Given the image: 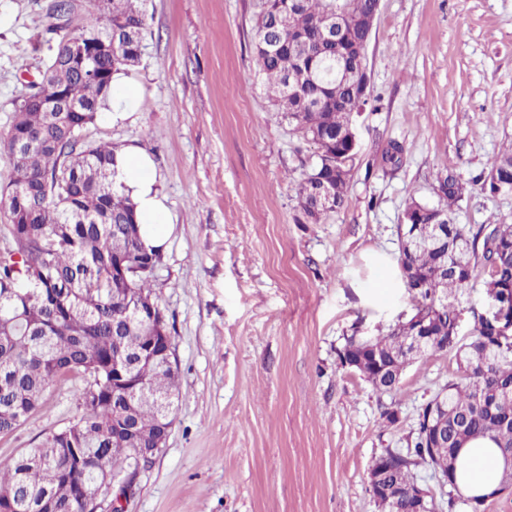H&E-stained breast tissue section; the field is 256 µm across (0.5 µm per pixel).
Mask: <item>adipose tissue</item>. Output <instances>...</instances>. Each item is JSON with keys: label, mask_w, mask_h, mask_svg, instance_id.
I'll return each mask as SVG.
<instances>
[{"label": "adipose tissue", "mask_w": 512, "mask_h": 512, "mask_svg": "<svg viewBox=\"0 0 512 512\" xmlns=\"http://www.w3.org/2000/svg\"><path fill=\"white\" fill-rule=\"evenodd\" d=\"M140 94L139 82L127 74L126 70H118L112 76V93L105 110L113 119H121L127 113L138 110ZM151 170L149 155L140 147L129 146L116 154L113 179L119 189L136 203L146 244L159 247L166 239L168 219ZM463 470L460 488L464 494L486 493L498 484L502 461L496 455L490 439L480 438L467 443L463 454Z\"/></svg>", "instance_id": "ef3b65f1"}]
</instances>
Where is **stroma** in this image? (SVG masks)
Wrapping results in <instances>:
<instances>
[{"label":"stroma","mask_w":512,"mask_h":512,"mask_svg":"<svg viewBox=\"0 0 512 512\" xmlns=\"http://www.w3.org/2000/svg\"><path fill=\"white\" fill-rule=\"evenodd\" d=\"M49 0H0V138L24 80L39 78ZM263 0H148L130 75L138 112L101 114L88 143L135 144L154 162L171 219L154 293L171 327L180 398L166 445L122 500L123 512H379L369 467L396 448L417 408L457 372L454 353L405 370L381 396L344 367L346 336H381L418 295L377 293L363 255H398L409 200L435 205L437 175L465 186L459 224H512V191L483 188L512 146V0H380L367 46L370 104L355 118L358 155L344 208L306 223L297 189L314 149L274 111L256 65ZM398 168L382 154L389 141ZM378 303L362 304L361 291ZM483 278L456 295L468 341ZM77 376L0 435L17 456L81 412ZM400 422L389 425L385 406Z\"/></svg>","instance_id":"1"}]
</instances>
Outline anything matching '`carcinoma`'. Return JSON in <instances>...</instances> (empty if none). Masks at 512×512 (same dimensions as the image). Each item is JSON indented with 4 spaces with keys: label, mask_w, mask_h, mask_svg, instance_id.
<instances>
[{
    "label": "carcinoma",
    "mask_w": 512,
    "mask_h": 512,
    "mask_svg": "<svg viewBox=\"0 0 512 512\" xmlns=\"http://www.w3.org/2000/svg\"><path fill=\"white\" fill-rule=\"evenodd\" d=\"M265 0L255 33V57L282 120L315 149L316 161L297 189L298 205L309 224L343 209L357 151L343 134L366 102L351 83L332 73L348 49L322 41L327 18L346 0ZM79 24L60 37L48 28L51 47L41 83L57 88L65 104L88 109L96 121L112 92V73L137 63L146 28L143 0H95ZM93 34L112 36V56L94 72L71 64V51L87 46ZM33 84L16 101L11 128L27 142H9L13 177L0 198L28 218L10 224L22 256L20 266L0 258V434L14 431L43 402L54 382L67 374L84 377L82 414L46 434L23 454L0 460V490L11 512H83L82 492L112 493V479L139 459L147 463L173 423L178 398L177 369L153 344L169 321L154 296L155 268L162 250L147 247L136 206L111 179L117 146L86 143L61 118L30 103ZM445 191L431 207L414 199L403 221L420 215L430 226V210L453 213L463 183L451 168ZM490 192L512 190V149L494 158L485 177ZM332 189L322 203V185ZM438 236L403 241L400 268L407 287L421 297L417 312L435 311L436 296L468 288L477 271H487L485 287L512 299V224L476 228L454 223ZM138 302L140 310L129 309ZM408 323L384 336L345 337L339 359L349 354L354 369L380 395L400 388L412 360L431 352L407 341ZM462 355L448 388L445 410L416 411L405 447L385 448L378 459L386 471V493L368 486L380 512H411L407 490L415 471L441 465L450 469L448 505L459 484L457 461L467 442L491 439L500 453L512 452V330L493 336L477 326L468 343L448 347Z\"/></svg>",
    "instance_id": "carcinoma-1"
}]
</instances>
